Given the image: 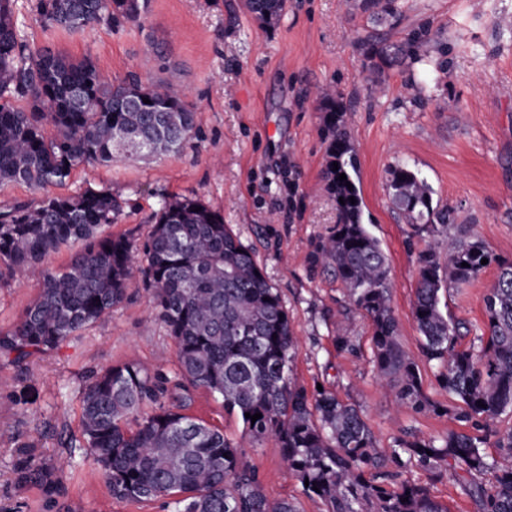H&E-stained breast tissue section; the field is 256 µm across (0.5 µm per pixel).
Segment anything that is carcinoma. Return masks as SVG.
I'll list each match as a JSON object with an SVG mask.
<instances>
[{"label":"carcinoma","mask_w":512,"mask_h":512,"mask_svg":"<svg viewBox=\"0 0 512 512\" xmlns=\"http://www.w3.org/2000/svg\"><path fill=\"white\" fill-rule=\"evenodd\" d=\"M245 7L271 27L286 0H245ZM362 8L375 27L401 14L398 0H363ZM38 9L45 23L78 31L135 22L141 5L38 0ZM422 37L393 42L367 33L361 43L369 70L378 75L416 59ZM321 97L328 139L324 175L334 199L344 203H336L338 223L318 240L310 262L330 270L371 321L376 377L394 402L435 411L439 405L424 394L417 362L399 343L388 258L362 221L348 109L329 90ZM13 98L27 100L28 108H15ZM195 132L193 107L171 84H145L135 76L107 82L88 56H32L10 0H0V184L43 192L64 184L80 165L178 153ZM388 192L418 235L433 236L451 222L448 210L433 208L430 188L407 166L392 169ZM121 212L109 189L47 195L35 206L0 210V278L31 274L41 285L19 324L0 334L1 353L21 361L57 347L110 314L134 282L149 294L175 342L181 376L175 383L125 363L92 375L82 391V437L114 498L178 495L177 512H300L287 499L266 498L259 473L243 464L238 446L222 431L167 405L170 388L188 384L221 398L224 410L240 417L250 442L275 440L289 472L308 483L304 491L326 512H448L429 487L405 478L411 466L432 479L444 466L460 470L470 477L465 491L479 512H512V465L497 464L484 438L450 431L439 439H399L385 451L354 405L326 390L308 394L293 375L297 347L280 295L218 212L195 197L168 196L144 241L99 236V228ZM75 243L80 250L65 271L45 265L52 252ZM484 258L496 264L497 276L484 298L485 329L475 334L448 314L445 293L475 279L486 269ZM413 317L422 356L436 367L439 386L459 402L458 421L488 429L512 412V261L463 232L448 236L444 247L428 243L418 255ZM247 413L261 418L253 422ZM491 435L499 454L511 458L512 427ZM17 475L19 483L50 495L58 490L55 469L31 453L19 461Z\"/></svg>","instance_id":"cac0c4a2"}]
</instances>
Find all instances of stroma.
I'll list each match as a JSON object with an SVG mask.
<instances>
[{"mask_svg": "<svg viewBox=\"0 0 512 512\" xmlns=\"http://www.w3.org/2000/svg\"><path fill=\"white\" fill-rule=\"evenodd\" d=\"M37 3L10 2L31 52L91 57L112 82L134 73L147 84H174L196 113V136L182 152L147 165H82L53 194L111 189L123 211L103 234L139 239L147 237L162 197L196 195L222 214L277 288L297 338L299 384L355 404L384 447L459 429L455 401L429 365L421 367L424 392L445 413L392 403L374 378L370 322L332 273L310 264L315 243L338 220L323 177L327 141L315 92L331 88L349 109L363 221L389 260L400 345L419 357L412 308L426 241L391 203L390 172L403 164L416 171L433 204L452 212L449 234L467 231L512 260V0H400L402 19L389 38L406 39L422 26L429 38L418 44L410 67L386 69L375 85L357 44L367 25L360 0H288L271 27L252 17L244 0H148L140 22L77 32L44 24ZM496 275L491 266L451 288L449 313L484 325V297ZM39 289L34 279L0 281V332L19 323ZM341 328L353 350L337 348ZM127 362L172 379L180 374L174 342L138 284L108 316L56 349L22 364L0 353V377L11 380L0 388V512H174L167 498H113L82 439L87 375ZM185 403L187 414L240 441L241 420L209 392L189 390ZM29 444L58 469L56 495L18 483L15 465ZM241 453L269 500L323 512L321 501L308 498L288 472L274 441ZM408 478L429 486L449 512H478L450 472L433 480L414 469Z\"/></svg>", "mask_w": 512, "mask_h": 512, "instance_id": "35a3bbf8", "label": "stroma"}]
</instances>
